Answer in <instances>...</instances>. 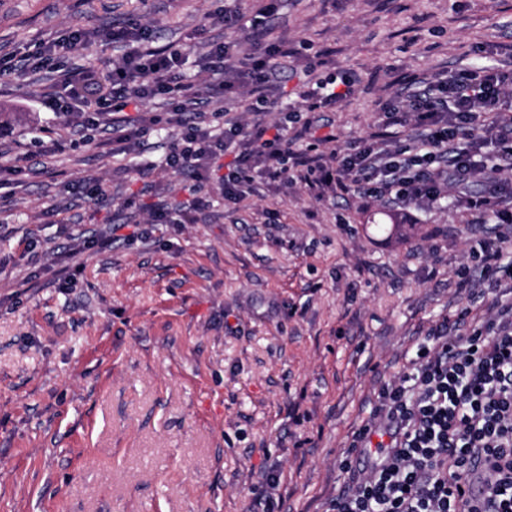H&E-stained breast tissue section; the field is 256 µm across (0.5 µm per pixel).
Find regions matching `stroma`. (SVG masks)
Segmentation results:
<instances>
[{"instance_id": "35a3bbf8", "label": "stroma", "mask_w": 512, "mask_h": 512, "mask_svg": "<svg viewBox=\"0 0 512 512\" xmlns=\"http://www.w3.org/2000/svg\"><path fill=\"white\" fill-rule=\"evenodd\" d=\"M224 0H0V59L41 40L136 20L156 45L188 43V80L211 41L255 39L214 24ZM272 37L321 53L286 71L283 106L304 84L350 73L368 89L322 113L316 136L344 149L374 132V101L405 76L483 65L484 45L512 68V0H279ZM56 72L0 75V157L45 160L0 193V512H321L375 459L353 447L428 332L469 304L482 260L454 196L394 209L356 195L316 198L304 184L258 185L225 202L213 171L190 224H151L185 198L166 169L177 132L160 102L141 148L113 156L103 134L60 130ZM79 181L96 184L88 199ZM112 225L75 287L58 285L69 236ZM37 243L28 259L26 241ZM277 466L276 488L264 475Z\"/></svg>"}]
</instances>
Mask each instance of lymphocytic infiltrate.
<instances>
[{
  "instance_id": "lymphocytic-infiltrate-1",
  "label": "lymphocytic infiltrate",
  "mask_w": 512,
  "mask_h": 512,
  "mask_svg": "<svg viewBox=\"0 0 512 512\" xmlns=\"http://www.w3.org/2000/svg\"><path fill=\"white\" fill-rule=\"evenodd\" d=\"M105 38L125 46L121 59L100 74L64 71L51 101L76 132L112 128V151L124 154L156 122L145 115L130 120L124 109L138 100L166 99L168 122L179 129L167 164L187 173L191 184L185 201L156 204L151 223L191 222L208 203L210 169L230 153L223 184L228 202L254 193L260 183L298 180L319 197L336 189L430 209L453 189L475 223L498 226L495 237L480 242L481 286L501 299L488 331L433 332L432 355L383 390L377 419L355 436L357 448L371 447L373 436L384 439L369 473L344 486L326 512H474L467 486L482 460L495 512H512V239L504 233L512 226V194L496 186L467 190L485 176L478 154L486 144L495 145L499 169H512V70L492 63L419 80L407 99L377 101V132L328 157L309 136L318 113L354 94L357 79L345 76L339 88L321 82L304 91L308 119L292 131L263 117L279 106L281 59H298V50L273 42L244 53L235 43H213L202 59L213 80L202 93L183 75L182 46H154L153 30L142 25L109 28ZM206 97L237 102L251 121L228 119L223 133H215L200 109Z\"/></svg>"
}]
</instances>
